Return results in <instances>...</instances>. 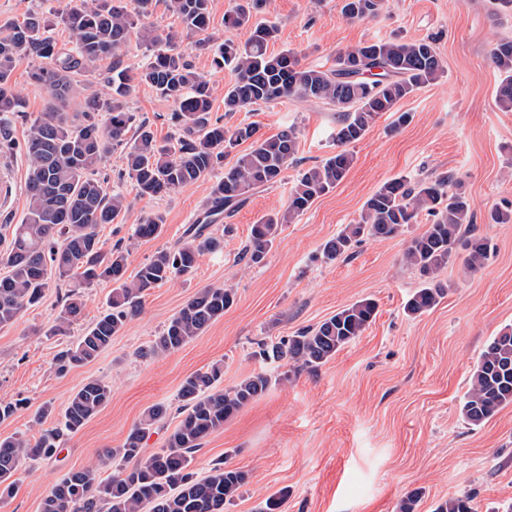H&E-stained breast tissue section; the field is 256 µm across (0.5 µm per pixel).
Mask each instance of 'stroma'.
<instances>
[{
	"mask_svg": "<svg viewBox=\"0 0 512 512\" xmlns=\"http://www.w3.org/2000/svg\"><path fill=\"white\" fill-rule=\"evenodd\" d=\"M342 6L343 0H266L260 14L279 29L271 51L288 49L304 65L328 69L339 50L367 41L431 37L445 76L400 103L398 112L409 113L408 123L398 124V112L378 118L354 145L355 161L341 183L285 226L261 265L248 267L239 257L251 225L286 207L299 169L335 152L340 114L328 104L295 99L225 114L224 91L235 72L214 69L209 53L189 49L193 66L212 86L213 117L256 123L268 136L296 126L297 164L282 184L254 191L222 223L210 225L222 238L220 247L198 259L191 277L151 290L141 311L94 362L61 376L52 359L106 310L111 282L83 289L82 317L69 335L48 333L65 301L63 285L49 286L38 305L0 326V401H27L0 421V437L35 436L59 424L69 397L88 379L112 387L110 403L56 458L22 464L19 492L0 504V512H40L43 498L66 473L119 446L149 406L177 405L185 377L216 362L224 365L225 389L256 372L273 379L261 398L209 435L195 455L198 473L216 460L249 473L227 512H262L266 499L280 492L285 498L278 512H395L414 490L421 493L417 512H434L440 502L463 494L472 497L476 512H505L512 504V406L478 427L460 413L482 351L512 324V224L486 219L490 208L512 202V112L495 104L500 77L490 62L495 44L512 40V10L498 0H387L378 17L350 20ZM34 64L20 59L11 76L24 102L13 126L19 140L45 106L44 94L28 80ZM128 105L158 140L169 136L173 105L156 90L136 87ZM25 168L22 154L0 156V213L10 218L0 223L1 252L25 216ZM103 172L108 189L123 193L129 209L114 223L99 225L98 237L104 250L118 243L127 247L133 269L155 251L184 241L192 219L208 204V178L148 199L122 177L119 153H112ZM448 174L463 182L477 230L492 240L496 254L475 272L455 258L440 273L447 291L433 310L418 317L405 312L422 279L403 262L404 244L425 230L427 216L401 235L365 240L350 256L323 262L322 244L358 218L383 182ZM154 212L164 217L161 236L134 237L138 220ZM222 284L236 294L223 317L172 354L140 357L199 289ZM366 298L377 306L374 320L318 370L254 358L258 343L293 335ZM46 405L53 414L42 424L36 414Z\"/></svg>",
	"mask_w": 512,
	"mask_h": 512,
	"instance_id": "stroma-1",
	"label": "stroma"
}]
</instances>
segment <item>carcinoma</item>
I'll return each instance as SVG.
<instances>
[{"label":"carcinoma","instance_id":"cac0c4a2","mask_svg":"<svg viewBox=\"0 0 512 512\" xmlns=\"http://www.w3.org/2000/svg\"><path fill=\"white\" fill-rule=\"evenodd\" d=\"M151 3L135 0L129 8L122 0H70L61 11L33 12L0 28V155L20 146L27 158L25 217L23 223L13 225L10 244L0 255V265L6 269L0 275V326L39 304L50 283H69L77 276L80 282L69 291L51 329V334L64 336L83 310L78 289L101 281L112 283L108 308L75 343L54 355L60 374L95 361L140 312L151 289L191 275L197 259L220 245L218 237L194 224L184 243L157 251L131 274L128 252L121 245L103 252L98 225L112 223L127 207L126 197L108 192L102 177L112 152L121 151L122 175L131 180L141 198L167 195L224 168L211 187L210 206L227 213L240 207L253 190L282 183L284 173L296 163L295 126L265 136L253 123L226 126L212 119L210 83L181 49L185 40L196 38V46L212 55L215 67L233 66L236 79L224 91V111L229 114L288 98L322 101L341 113L336 153L298 172L285 210L267 213L251 225L249 244L241 256L248 266L260 265L284 226L345 178L354 163L350 146L382 114L397 111L402 100L445 74L430 39L364 42L340 52L334 67L320 70L303 65L288 50L268 52L278 29L253 20L252 10L259 0L224 15L227 28H251L243 44L206 38L210 0H166L179 27L162 33L142 23ZM385 6L386 0H345L343 10L351 19L375 18ZM60 24L75 36L68 52L61 51L52 36ZM133 38L149 52L146 63L134 71L114 66L110 74H97L106 95H84V84L77 77L88 73L94 63L119 56ZM26 56L42 60L32 70L31 80L45 94L47 106L19 144L12 130L21 113L22 97L10 78L16 62ZM491 60L503 76L497 107L512 112V41L498 42ZM140 84L173 104L169 115L173 135L163 142L127 106L128 97ZM244 143L248 147L237 151ZM230 154L234 162L225 168L224 157ZM422 212L431 217V224L407 240L403 251L404 261L423 278L405 311L420 316L443 298L446 288L439 274L454 260L457 249L465 252L463 262L471 271L483 268L495 251L491 241L476 231L470 197L462 185H452L451 176L415 182L399 177L384 182L364 202L358 219L323 243L322 257L332 262L347 256L365 237L392 238L417 223ZM488 223L512 224V205L491 208ZM163 226L162 215H148L140 219L134 234L153 239L161 235ZM234 301L233 289L224 285L199 289L143 355L179 350L224 316ZM375 314L374 302L357 301L314 327L262 345L256 355L266 361L286 360L297 370L315 371L359 337ZM223 377L221 362L187 376L178 392L179 422L168 433L165 447L143 455L146 433L168 414L167 405L158 403L146 409L122 445L55 483L43 500L42 512H225L248 483L249 474L220 461L200 476L193 469L194 453L210 434L263 396L271 378L256 373L222 391ZM111 397L109 384L89 379L70 397L61 425L43 430L34 441L22 436L0 438V502L17 495L15 475L23 462L57 456L69 437ZM508 405H512L511 326L492 337L482 351L460 413L467 424L479 427ZM114 463L117 473L101 478V471ZM435 512L475 509L471 497L461 495L442 502Z\"/></svg>","mask_w":512,"mask_h":512}]
</instances>
